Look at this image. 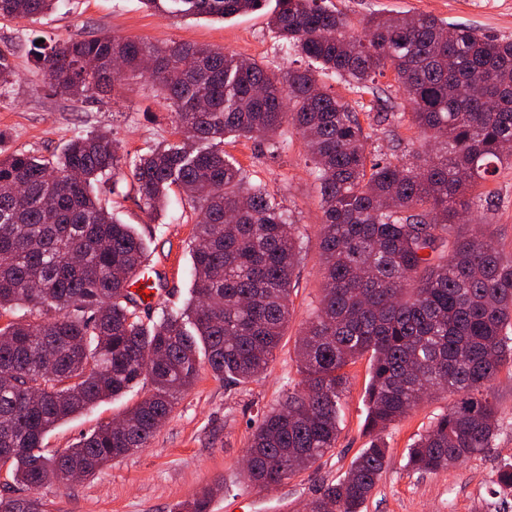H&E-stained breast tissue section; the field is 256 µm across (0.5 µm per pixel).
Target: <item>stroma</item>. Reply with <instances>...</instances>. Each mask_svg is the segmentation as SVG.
Masks as SVG:
<instances>
[{
    "label": "stroma",
    "mask_w": 512,
    "mask_h": 512,
    "mask_svg": "<svg viewBox=\"0 0 512 512\" xmlns=\"http://www.w3.org/2000/svg\"><path fill=\"white\" fill-rule=\"evenodd\" d=\"M327 7L352 23L373 14H426L469 26L486 34L512 38V0H325ZM277 0H263L258 10L219 20L185 17L147 7L142 0H65L53 13L33 20L0 19V50L8 53L18 77L0 100V152L59 154L75 136L107 132L121 153L137 156L156 144L175 139L174 113L162 91L138 76H127L104 98L78 100L51 91L31 51L32 38L45 45L81 40L105 32L155 43L208 45L254 59L275 71H310L328 93L350 103L369 135L368 150L392 161L424 150V136L405 123L379 122V112H406L410 106L396 91L393 72L377 77L375 90H359L318 64L295 55L268 24ZM287 147L271 153L257 138L225 139L224 151L264 184L271 197L302 232V252L291 295V317L280 347L266 373L245 385L229 386L201 366L195 385L179 398L148 447L65 486L41 489L46 512H173L179 502L202 487L218 486L210 512H225L238 498L251 512H306L323 488L347 473L370 437L364 430L367 358L349 364L348 390L342 400L336 446L315 465L271 489H261L243 474L251 427L258 413L278 405L289 384L299 382L295 344L317 307L322 265L317 228L318 203L314 165L299 132L285 126ZM491 201L475 200L472 229L488 228L504 252L512 253V164L500 166L487 183ZM99 196L107 209L132 225L148 248L147 270L162 290L157 304L139 306L144 318L162 310L183 308L192 295L191 250L198 220L179 190H172L162 217H148L130 171L118 186L104 185ZM150 389L141 383L122 397L106 400L63 421L45 439L46 454L75 446L100 423L120 417ZM499 409V426L491 448L435 473L406 468V453L420 433L455 402L444 393L424 400L396 422L385 439L389 457L363 512H512V495L501 491L497 472L512 457V366H505L491 385Z\"/></svg>",
    "instance_id": "35a3bbf8"
}]
</instances>
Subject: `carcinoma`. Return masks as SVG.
<instances>
[{"label": "carcinoma", "instance_id": "obj_1", "mask_svg": "<svg viewBox=\"0 0 512 512\" xmlns=\"http://www.w3.org/2000/svg\"><path fill=\"white\" fill-rule=\"evenodd\" d=\"M58 0H0V18L29 20ZM227 19L261 0H172ZM272 30L336 77L366 88L387 68L411 105L408 122L433 144L411 163L366 153L352 106L307 71L189 44L97 34L32 53L48 86L87 98L149 60L148 78L175 112L180 139L133 159L103 132L59 157L0 156V465L37 491L89 477L145 448L198 378L199 352L234 385L258 380L290 319L301 241L296 224L225 158L224 139L261 136L275 149L291 124L315 165L324 264L320 307L296 340L301 380L252 427L245 478L259 488L309 468L336 447L344 368L369 356V446L310 512H361L389 451L387 428L431 392L460 396L410 445L406 467L434 473L490 447L492 381L512 363V256L486 231L455 237L468 195L512 161V40L430 15L371 16L362 33L318 0H279ZM129 168L150 215L177 187L202 214L192 249L193 299L138 315L130 287L146 246L102 205L95 186ZM22 310L24 314L17 315ZM150 379L151 392L60 454L43 450L60 422ZM212 488L177 504L208 512ZM0 512H45L38 496L0 497Z\"/></svg>", "mask_w": 512, "mask_h": 512}]
</instances>
